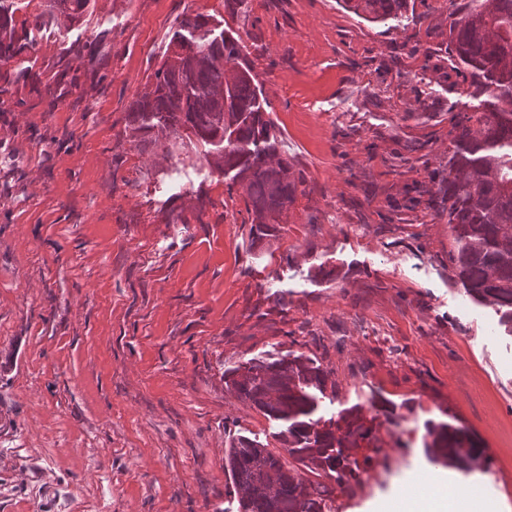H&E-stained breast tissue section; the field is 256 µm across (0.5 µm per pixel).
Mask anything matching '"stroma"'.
<instances>
[{"label": "stroma", "instance_id": "1", "mask_svg": "<svg viewBox=\"0 0 512 512\" xmlns=\"http://www.w3.org/2000/svg\"><path fill=\"white\" fill-rule=\"evenodd\" d=\"M466 0L371 24L341 0H91L27 31L34 79L0 65V512H237L224 451L280 426L224 382L304 353L318 413L371 430L334 512H370L449 420L490 457L469 474L512 512V334L448 262V132L474 111L449 28ZM239 36L303 178L256 239L193 145L140 146L128 109L187 13Z\"/></svg>", "mask_w": 512, "mask_h": 512}]
</instances>
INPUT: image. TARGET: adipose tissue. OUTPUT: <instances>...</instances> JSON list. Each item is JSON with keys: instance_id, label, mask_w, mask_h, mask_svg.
Listing matches in <instances>:
<instances>
[{"instance_id": "1", "label": "adipose tissue", "mask_w": 512, "mask_h": 512, "mask_svg": "<svg viewBox=\"0 0 512 512\" xmlns=\"http://www.w3.org/2000/svg\"><path fill=\"white\" fill-rule=\"evenodd\" d=\"M371 512H497L476 485L437 474L410 472L402 487L375 501Z\"/></svg>"}]
</instances>
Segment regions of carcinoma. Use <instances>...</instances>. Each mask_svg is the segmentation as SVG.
Instances as JSON below:
<instances>
[{"mask_svg":"<svg viewBox=\"0 0 512 512\" xmlns=\"http://www.w3.org/2000/svg\"><path fill=\"white\" fill-rule=\"evenodd\" d=\"M90 0H38L24 23L68 27L84 22ZM371 23L396 19L407 0H344ZM212 27L208 15H185L178 23L147 90L130 105L134 132L154 141L188 140L210 156L246 200L251 229L275 235L296 198L302 178L278 156L275 124L260 100L253 69L240 39L228 32L196 33ZM455 57L471 77V96L491 93L480 112L460 115L449 132L452 178L443 212L453 233L448 261L466 292L500 313L512 329V0H468L450 26ZM32 47L16 29L14 0H0V62L8 64ZM238 397L282 425L279 438L292 459L246 437L231 441L224 468L246 490L241 512H324L321 483L332 476L339 489L356 474L345 464L369 436L353 408L337 418L316 416L326 397L328 373L303 354L270 361L252 359L224 373ZM423 448L433 459L470 472L484 449L464 428L429 421Z\"/></svg>","mask_w":512,"mask_h":512,"instance_id":"1","label":"carcinoma"}]
</instances>
